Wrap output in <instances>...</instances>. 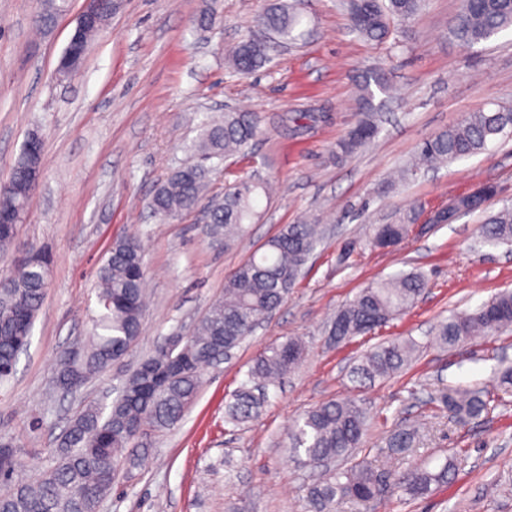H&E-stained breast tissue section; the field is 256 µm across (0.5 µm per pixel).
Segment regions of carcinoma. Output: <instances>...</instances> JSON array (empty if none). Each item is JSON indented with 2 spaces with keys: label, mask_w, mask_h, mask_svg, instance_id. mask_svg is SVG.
Segmentation results:
<instances>
[{
  "label": "carcinoma",
  "mask_w": 512,
  "mask_h": 512,
  "mask_svg": "<svg viewBox=\"0 0 512 512\" xmlns=\"http://www.w3.org/2000/svg\"><path fill=\"white\" fill-rule=\"evenodd\" d=\"M424 0H345L356 33L371 41L388 37L397 22L413 18ZM300 22L294 6L282 3L255 15L253 25H263L277 38L288 41ZM512 29V0H460L459 12L449 28L451 38L469 46L486 43ZM269 60L267 51L249 40L231 56L232 66L249 72ZM388 91L382 72L372 70L359 83L360 108L346 138L337 144V155L349 157L379 134L375 120V91ZM257 112L229 109L224 119L205 124L196 151L204 160L242 152L261 132ZM512 133V108H479L466 112L460 122L425 139L410 171L437 168L487 149L498 137ZM42 167V154L18 156L3 189L0 211L28 206L32 189L26 177L31 167ZM208 185V170L188 163L162 185L150 202L163 220L196 210ZM269 198L268 183L246 178L224 191V207L215 208L208 224L209 236L229 247L254 223L262 200ZM419 210H406L394 224L373 227L369 243L391 248L415 223ZM483 244L512 247V210L503 209L481 226ZM320 243L316 224H285L264 245L265 251L239 264L224 282V296L215 300L196 324L185 346L171 353L156 348L126 380L122 393L110 403L93 402L72 417L61 435L53 467L32 483H15V472L24 460L15 448L0 446V508L5 512H96L112 492L123 471L140 466L149 449L140 447L146 431L162 433L174 428L197 396L206 367L239 347L255 328L288 299L296 281ZM50 261L35 266L21 259L14 270L0 277V381L14 371L18 355L27 346L24 330L32 329L43 307ZM145 265L136 236L113 241L98 271L99 315L76 352L59 355L54 382L72 373L87 380L112 368L140 337L145 308ZM427 282L416 272L391 276L362 290L336 312L330 335L346 343L386 325L410 309L424 293ZM512 327V290L506 289L475 309L444 318L434 328L437 343L455 348L477 335H492ZM305 346L296 338L275 343L259 354L250 367L248 381L234 392L224 413L225 423L240 426L257 418L266 402V386L283 379L301 362ZM415 352L408 339H392L370 348L351 369L353 381L364 384L386 378L407 366ZM495 391L474 386H452L438 401L461 421L487 414L492 403L512 394V366L494 378ZM367 408L355 398L331 399L307 410L289 435L292 452L314 467L335 464L307 487V512H336L339 502L350 500L361 512L382 495L378 472L368 456L355 459L363 447ZM419 430L402 429L389 435L384 449L405 457L416 446ZM453 469L446 460L439 469L414 463L387 475L386 486L409 498L428 493L448 480Z\"/></svg>",
  "instance_id": "1"
}]
</instances>
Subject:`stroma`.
Segmentation results:
<instances>
[{
  "label": "stroma",
  "instance_id": "obj_1",
  "mask_svg": "<svg viewBox=\"0 0 512 512\" xmlns=\"http://www.w3.org/2000/svg\"><path fill=\"white\" fill-rule=\"evenodd\" d=\"M274 0H117L78 72L56 77L84 0H63L47 29L34 18L40 0H0V181L29 132L43 140L42 178L14 253L53 255L50 287L16 370L0 383V441L11 442L30 482L55 462L68 421L117 389L157 345L190 333L224 294L226 277L286 224L318 221L324 241L288 300L233 357L207 368L195 402L170 431L140 443L150 455L120 479L97 512H306L305 487L317 471L299 465L288 434L304 411L336 397L363 400L366 447L396 430L419 427L412 459L436 468L448 454V481L406 502L385 491L373 512H512V404L458 424L436 400L451 385H491L501 358L512 359V330L454 349L436 343L441 318L512 289V251L477 245L485 213L512 207V137L437 170L399 179L420 143L464 112L512 105V30L467 46L448 35L459 0H426L381 42L359 38L339 0H295L301 22L288 47L269 40V63L229 69L227 50L257 35L254 15ZM213 5V29L194 27ZM387 77L378 137L337 159L336 145L358 113V82ZM229 108L259 112L262 132L222 165L208 196L260 175L274 193L260 220L231 249L211 243L202 213L160 221L149 207L173 172L193 160L203 124ZM497 193L451 224L410 225L394 249L372 248L374 225L398 221L409 205L444 207L483 184ZM136 234L148 296L137 343L112 369L71 393L56 391L59 352L86 336L98 313L96 271L114 237ZM422 273L427 288L405 315L347 344L327 324L364 288L399 271ZM301 338L300 365L268 389L261 415L238 427L224 410L255 359L275 342ZM410 338V365L361 387L350 369L371 346ZM233 468H225V458Z\"/></svg>",
  "mask_w": 512,
  "mask_h": 512
}]
</instances>
